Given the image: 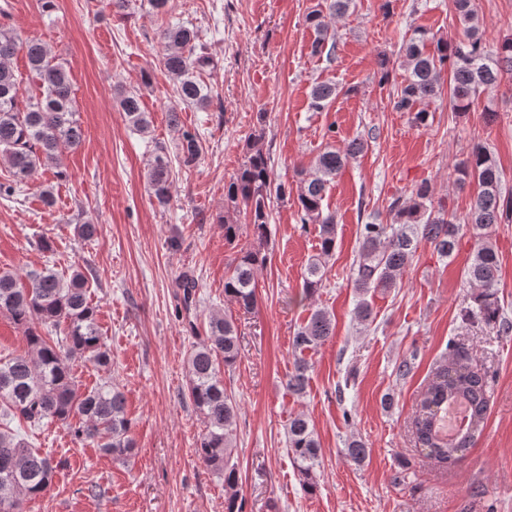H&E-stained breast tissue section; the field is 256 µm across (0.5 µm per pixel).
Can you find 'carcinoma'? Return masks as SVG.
Listing matches in <instances>:
<instances>
[{"label": "carcinoma", "instance_id": "obj_1", "mask_svg": "<svg viewBox=\"0 0 512 512\" xmlns=\"http://www.w3.org/2000/svg\"><path fill=\"white\" fill-rule=\"evenodd\" d=\"M354 0H325L306 16L314 29L311 55L336 53V29L332 22L344 16ZM464 38L455 41L436 39L416 29L403 45L406 76L390 94L397 112H412L420 125L429 116L425 104L441 95L444 75H450V104L455 112H466L474 98L495 88L505 75L512 74V38L504 39L495 55L487 53L471 0H455ZM162 63L167 76L176 84L182 103L205 109L210 97L201 79L214 61L197 31L180 23L160 31ZM25 52L31 92L24 93L11 61ZM336 84L319 82L312 86L311 107L323 110L335 100ZM118 105L129 124L145 134L151 127L150 113L144 111L135 92H118ZM84 140V130L76 118L70 71L56 61L40 39L19 40L10 30H0V161L9 175L0 182V196L10 198L41 168L55 166L67 150ZM262 133L249 138L246 159L236 176L224 187V243L237 246L242 230L249 227L260 242L267 236L271 197L288 198V187L273 184L269 153L260 145ZM365 149L355 139L343 149L332 145L321 152L309 177L297 194L300 221L319 225L320 252L311 259L303 276V297L308 299L322 287L326 260L336 247V213L324 206L327 190L346 164ZM196 133L182 130L179 154L184 166L196 163L202 153ZM459 180H472L477 191L469 211L458 217L445 206H434L426 183L411 192V203L395 199L390 205L393 222H366L354 267V288L359 299L353 309L360 323L370 319L371 305L365 295L372 289L397 286L417 248L424 240L440 256L450 258L456 251L462 228L478 238L477 248L464 270L472 289V305L462 320L480 321L490 328L500 326L498 285L500 262L490 241L495 224L512 223V195L502 191V172L493 155L475 145L469 156L455 166ZM170 160L159 147L147 169L149 189L158 203L169 198ZM242 212L246 224L234 220ZM266 263L259 249H240L237 263L224 279V295L245 314L257 308L255 273ZM88 277L75 270L64 277L45 266L27 274V285L16 274L0 271V314L8 315L24 329L28 352L0 358V512H23L22 504L39 498L50 489L58 468L53 457L31 447L8 427L14 420L39 426L55 420L70 426L77 442L91 441L116 460L134 455L130 436L131 421L125 412V397L110 381L83 389L73 371L72 360L83 358L107 368L112 363L103 341L95 308L89 300ZM502 327V326H500ZM511 326L502 327L507 333ZM330 314L313 310L292 339L300 353L288 375V390L297 396L305 393L309 376L308 361L301 356L315 351L332 336ZM240 357L238 332L233 317L212 314L206 336L192 346L187 357L188 395L204 418V432L195 453L216 474L224 478V512H242L239 502V473L232 463L236 446L239 405L224 387V371L232 370ZM465 353L455 354V362L436 372L435 379L420 403L413 420L417 443L429 455L450 464L473 445L483 426L489 397L485 376L462 363ZM460 402L467 423L450 435L444 429L448 405ZM77 422H72V419ZM288 453L305 487L317 489L315 469L321 445L310 421L298 415L288 423Z\"/></svg>", "mask_w": 512, "mask_h": 512}]
</instances>
